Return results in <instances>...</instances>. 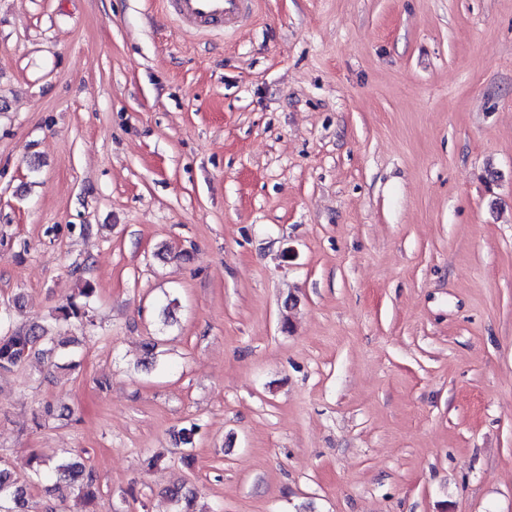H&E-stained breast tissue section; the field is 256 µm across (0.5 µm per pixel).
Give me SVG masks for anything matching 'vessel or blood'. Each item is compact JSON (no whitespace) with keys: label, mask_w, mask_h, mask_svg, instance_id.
<instances>
[{"label":"vessel or blood","mask_w":512,"mask_h":512,"mask_svg":"<svg viewBox=\"0 0 512 512\" xmlns=\"http://www.w3.org/2000/svg\"><path fill=\"white\" fill-rule=\"evenodd\" d=\"M254 0H162L166 15L180 28L220 34L246 21Z\"/></svg>","instance_id":"obj_1"}]
</instances>
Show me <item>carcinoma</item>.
Returning <instances> with one entry per match:
<instances>
[{"mask_svg": "<svg viewBox=\"0 0 512 512\" xmlns=\"http://www.w3.org/2000/svg\"><path fill=\"white\" fill-rule=\"evenodd\" d=\"M57 317L64 321L74 319L81 324L91 322L87 305L69 302L56 308ZM55 337L47 335L38 323L27 329L11 327L7 316L0 315V371L11 372L23 364L31 354L55 353ZM27 472L20 478L7 468H0V512H28L29 491L36 485H46V491L55 492L60 500L74 496L92 503L98 486L92 471L79 461H53L30 457ZM175 504L173 512H191L193 493L180 488L170 494Z\"/></svg>", "mask_w": 512, "mask_h": 512, "instance_id": "cac0c4a2", "label": "carcinoma"}]
</instances>
